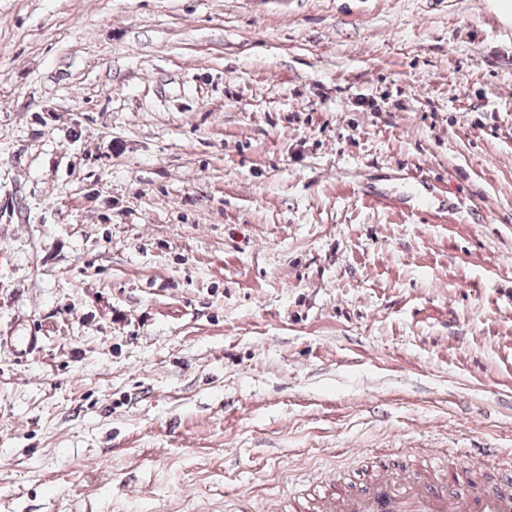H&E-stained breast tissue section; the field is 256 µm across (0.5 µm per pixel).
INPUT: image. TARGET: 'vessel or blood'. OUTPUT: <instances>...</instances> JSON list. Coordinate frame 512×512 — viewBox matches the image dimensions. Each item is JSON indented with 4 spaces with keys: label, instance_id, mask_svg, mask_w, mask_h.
Wrapping results in <instances>:
<instances>
[{
    "label": "vessel or blood",
    "instance_id": "b4317fda",
    "mask_svg": "<svg viewBox=\"0 0 512 512\" xmlns=\"http://www.w3.org/2000/svg\"><path fill=\"white\" fill-rule=\"evenodd\" d=\"M295 512H512V484L484 487L468 467L427 462L422 471L381 466L363 491L337 494L318 486L295 499Z\"/></svg>",
    "mask_w": 512,
    "mask_h": 512
}]
</instances>
